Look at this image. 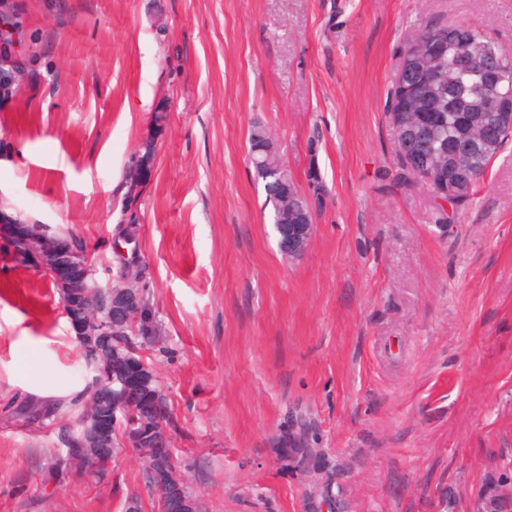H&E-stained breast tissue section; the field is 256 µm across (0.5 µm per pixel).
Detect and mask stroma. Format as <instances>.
<instances>
[{
	"label": "stroma",
	"mask_w": 512,
	"mask_h": 512,
	"mask_svg": "<svg viewBox=\"0 0 512 512\" xmlns=\"http://www.w3.org/2000/svg\"><path fill=\"white\" fill-rule=\"evenodd\" d=\"M28 71L0 102V198L72 232L98 282L126 168L161 341L168 451L198 512H473L512 485V143L463 204L397 181L387 93L407 40L478 26L512 49V0H17ZM263 125L314 233L286 258L248 159ZM317 178H310V169ZM446 225H439V216ZM90 375L47 279L0 254V512H162L144 460L49 473L56 431L15 417ZM307 430L332 474L296 464Z\"/></svg>",
	"instance_id": "obj_1"
}]
</instances>
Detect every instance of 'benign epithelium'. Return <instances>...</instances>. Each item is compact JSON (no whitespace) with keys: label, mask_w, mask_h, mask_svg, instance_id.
Instances as JSON below:
<instances>
[{"label":"benign epithelium","mask_w":512,"mask_h":512,"mask_svg":"<svg viewBox=\"0 0 512 512\" xmlns=\"http://www.w3.org/2000/svg\"><path fill=\"white\" fill-rule=\"evenodd\" d=\"M23 23L16 8V0H0V98L9 100L21 93L27 83L28 73L17 63L14 45ZM512 80V63L500 61L485 66L474 74L478 112L470 119L478 129L477 137H463L448 152V171L457 182L438 177L436 162L427 157L419 171L418 184L430 190L433 198L448 202L458 183L469 180L474 171L473 157L481 156L491 161L498 153L501 133L512 130V115L502 112L497 88ZM275 230L280 251L290 257L301 256L313 234L312 215L301 214L294 224H277ZM0 243L8 246L15 260L23 259V253L37 251L42 257V270L61 288L83 300L79 311L64 312L80 345H92L110 353V369L107 379L91 395L88 407L92 408L84 424L86 446H104L118 430H126L125 442L137 448L145 456L151 455V434L136 430L131 415L156 414L152 402L129 405L118 392L140 382L138 353L121 355L111 351L112 337L126 334L132 316L142 319L151 306L143 304L135 280L126 281L121 287H104L94 279V269L88 255L70 250L59 243H45L28 232V225L13 218L0 208ZM156 482L154 492L163 505L164 512H198L195 498L183 493L181 480L172 470L153 472ZM496 512H512V489L498 483L489 485L480 499L476 512H487L486 505Z\"/></svg>","instance_id":"obj_1"}]
</instances>
